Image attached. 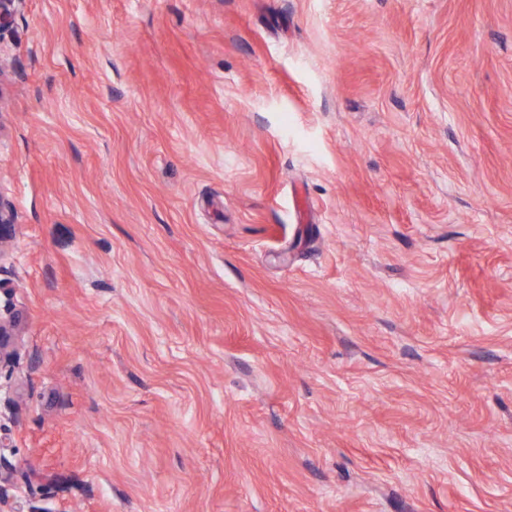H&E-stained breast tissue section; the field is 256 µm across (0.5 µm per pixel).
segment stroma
I'll return each mask as SVG.
<instances>
[{
	"mask_svg": "<svg viewBox=\"0 0 512 512\" xmlns=\"http://www.w3.org/2000/svg\"><path fill=\"white\" fill-rule=\"evenodd\" d=\"M0 196L17 512H512V0H25Z\"/></svg>",
	"mask_w": 512,
	"mask_h": 512,
	"instance_id": "obj_1",
	"label": "stroma"
}]
</instances>
